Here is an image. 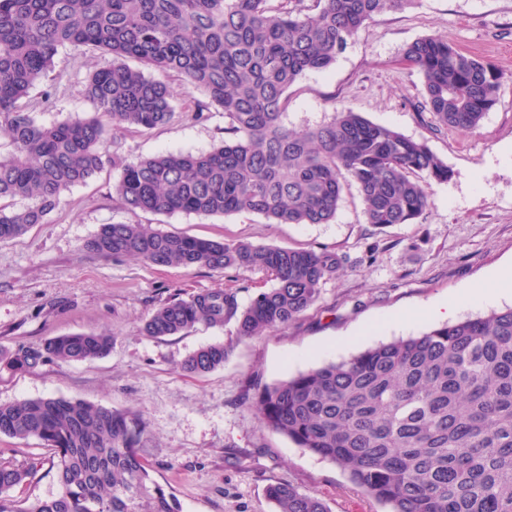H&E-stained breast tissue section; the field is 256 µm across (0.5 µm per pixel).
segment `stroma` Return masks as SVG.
<instances>
[{
	"label": "stroma",
	"instance_id": "stroma-1",
	"mask_svg": "<svg viewBox=\"0 0 512 512\" xmlns=\"http://www.w3.org/2000/svg\"><path fill=\"white\" fill-rule=\"evenodd\" d=\"M428 35L490 59L506 75L475 132L433 130L421 107L422 76L402 56ZM111 61L102 53L60 50L26 101L36 121L49 126L90 116L94 106L82 85ZM344 107L425 141L448 165L451 180L430 184L431 203L421 218L384 228L366 224L353 187L327 224H272L247 212L133 215L112 198L118 171L104 168L64 193L48 223L0 242V349L90 331L109 332L112 348L99 358L29 372L0 367V404L77 398L139 413L146 425L143 456L182 512H272L266 487L273 481L320 494L330 512H382L336 465L264 428L245 384L271 383L427 332L437 323L420 318L419 310L512 266V0H415L375 17L329 69L306 73L289 89L286 121L295 129L312 127ZM223 138L224 116L213 112L147 133L116 132L112 147L134 161L160 151H205ZM132 222L221 242L328 249L343 267L285 330L241 341L230 321L153 338L140 327L171 295L232 288L244 308L272 282L257 269L156 267L85 251L101 225ZM216 341L230 347L223 368L203 376L181 370L189 353Z\"/></svg>",
	"mask_w": 512,
	"mask_h": 512
}]
</instances>
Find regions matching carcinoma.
Instances as JSON below:
<instances>
[{
  "mask_svg": "<svg viewBox=\"0 0 512 512\" xmlns=\"http://www.w3.org/2000/svg\"><path fill=\"white\" fill-rule=\"evenodd\" d=\"M414 0H0V240L45 224L62 194L105 165L120 171L118 205L135 214L226 216L252 212L273 224H328L355 186L365 223L411 224L430 205L429 185L451 178L425 141L344 108L296 130L285 123L288 90L336 62L375 16ZM97 51L81 93L93 115L45 126L21 101L47 77L61 48ZM403 61L422 75L435 130L473 132L495 104L505 74L437 36L411 43ZM206 101L176 111L171 81ZM224 113V141L207 151H163L129 162L109 152L113 132H148L186 117ZM86 248L163 267L258 269L272 287L239 309L222 288L163 303L146 336L235 320L240 340L286 329L318 300L342 261L334 252L224 243L104 224ZM112 336H56L0 352L28 371L105 354ZM222 342L191 352L181 369L224 367ZM263 427L339 466L388 512H512V307L370 347L286 380L249 385ZM145 425L131 410L78 399L0 404V434L34 437L53 450L26 468L0 464V512H181L141 453ZM58 493L30 504L11 491L43 465ZM274 512H329L316 493L268 488Z\"/></svg>",
  "mask_w": 512,
  "mask_h": 512,
  "instance_id": "carcinoma-1",
  "label": "carcinoma"
}]
</instances>
